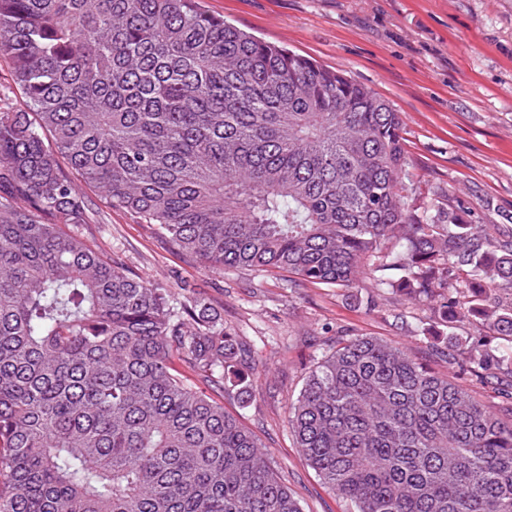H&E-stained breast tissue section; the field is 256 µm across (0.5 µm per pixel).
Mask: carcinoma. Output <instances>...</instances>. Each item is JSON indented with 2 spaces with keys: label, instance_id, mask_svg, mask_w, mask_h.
Instances as JSON below:
<instances>
[{
  "label": "carcinoma",
  "instance_id": "obj_1",
  "mask_svg": "<svg viewBox=\"0 0 512 512\" xmlns=\"http://www.w3.org/2000/svg\"><path fill=\"white\" fill-rule=\"evenodd\" d=\"M26 111L0 112V512H301L227 394L250 347L63 226L86 200L220 269L426 306L458 372L512 387V228L405 183L401 113L198 0H0ZM491 331L448 334L463 316ZM353 512H512V402L492 409L397 342L347 336L288 411Z\"/></svg>",
  "mask_w": 512,
  "mask_h": 512
}]
</instances>
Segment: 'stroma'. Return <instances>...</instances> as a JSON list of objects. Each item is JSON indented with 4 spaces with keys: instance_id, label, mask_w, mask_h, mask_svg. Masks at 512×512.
Wrapping results in <instances>:
<instances>
[{
    "instance_id": "1",
    "label": "stroma",
    "mask_w": 512,
    "mask_h": 512,
    "mask_svg": "<svg viewBox=\"0 0 512 512\" xmlns=\"http://www.w3.org/2000/svg\"><path fill=\"white\" fill-rule=\"evenodd\" d=\"M264 41L347 72L401 112L406 184L428 210L460 200L479 224L512 225V0H201ZM90 248L182 297L191 291L256 349L253 395L225 399L265 448L302 512H346L294 446L288 408L337 336L409 347L497 407L499 394L432 356L425 310L388 289L327 288L288 274L214 270L173 249L156 226L83 187Z\"/></svg>"
}]
</instances>
